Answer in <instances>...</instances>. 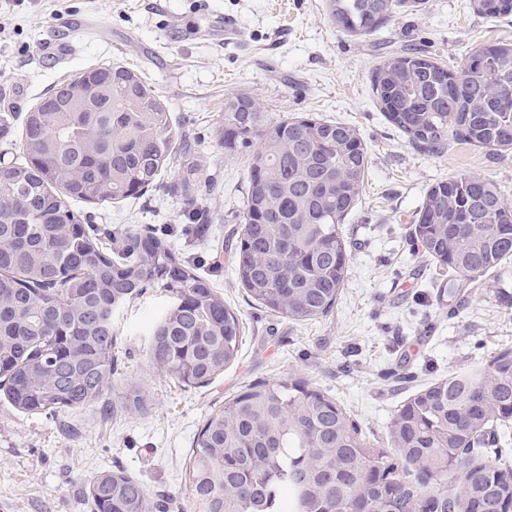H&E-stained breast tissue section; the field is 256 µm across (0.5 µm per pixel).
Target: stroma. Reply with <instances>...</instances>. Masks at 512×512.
Returning <instances> with one entry per match:
<instances>
[{
    "instance_id": "1",
    "label": "stroma",
    "mask_w": 512,
    "mask_h": 512,
    "mask_svg": "<svg viewBox=\"0 0 512 512\" xmlns=\"http://www.w3.org/2000/svg\"><path fill=\"white\" fill-rule=\"evenodd\" d=\"M325 0H0V113L25 112L80 69L120 62L168 104L191 150L176 154L160 187L115 205L79 203L116 235L152 228L236 312L239 355L212 384L185 388L149 356V330L169 297L150 288L119 312L121 365L105 394L108 414L28 415L0 401V512H91L88 487L103 470L134 475L150 501L193 512L185 468L207 415L248 385L291 377L328 392L375 440H385L401 402L421 386L512 348V262L481 285L438 296L433 264L409 239L426 190L462 174L491 180L512 204V152L460 142L413 148L372 101L371 72L386 46L413 43L450 64L483 44L512 42V16L474 12L470 0H425L367 37L342 34ZM248 92L267 111L309 113L353 125L370 165L358 208L343 226L347 278L333 309L304 322L253 301L232 253L248 175L247 155L219 145L224 97ZM206 189L209 232L171 193L188 164ZM139 386L147 403L123 409Z\"/></svg>"
}]
</instances>
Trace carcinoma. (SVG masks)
<instances>
[{
	"label": "carcinoma",
	"instance_id": "obj_1",
	"mask_svg": "<svg viewBox=\"0 0 512 512\" xmlns=\"http://www.w3.org/2000/svg\"><path fill=\"white\" fill-rule=\"evenodd\" d=\"M512 0H470L490 17ZM422 0H325L343 33L369 36ZM372 97L410 144L451 141L512 151V43L475 48L458 66L411 46L379 62ZM224 151L250 158L234 266L248 296L294 321L328 314L348 270L342 224L356 210L369 155L355 127L276 115L247 92L224 97ZM23 159L0 163V396L18 411L87 410L112 388L115 317L148 288L170 304L151 330L165 376L205 387L238 356L240 319L211 281L165 240L136 234L111 247L70 201L114 204L145 195L177 152L161 96L119 63L89 67L27 112ZM188 177L174 186L188 217L208 224ZM411 234L448 288L512 257V206L488 179L431 185ZM138 412L137 386L123 396ZM512 348L437 379L407 398L371 446L335 399L300 379L259 382L212 410L185 471L195 512H512V467L482 452L507 440ZM458 480L448 489V477ZM94 512H150L123 471L89 485Z\"/></svg>",
	"mask_w": 512,
	"mask_h": 512
}]
</instances>
